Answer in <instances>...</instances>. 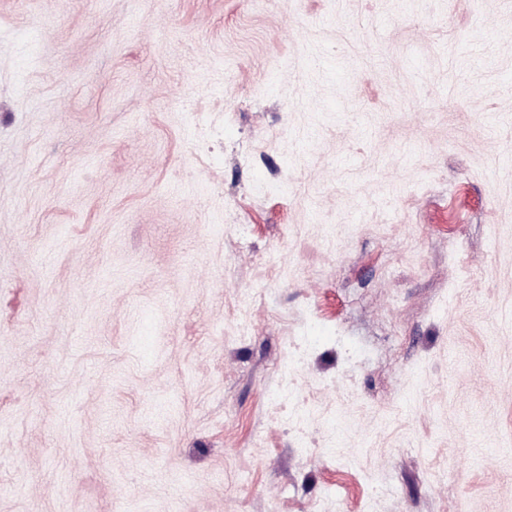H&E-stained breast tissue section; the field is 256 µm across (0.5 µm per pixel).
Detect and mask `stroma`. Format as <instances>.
Instances as JSON below:
<instances>
[{"instance_id":"obj_1","label":"stroma","mask_w":512,"mask_h":512,"mask_svg":"<svg viewBox=\"0 0 512 512\" xmlns=\"http://www.w3.org/2000/svg\"><path fill=\"white\" fill-rule=\"evenodd\" d=\"M511 166L512 0H0V512H512Z\"/></svg>"}]
</instances>
